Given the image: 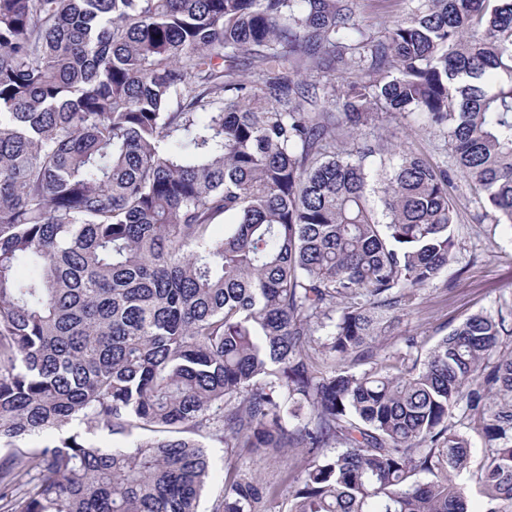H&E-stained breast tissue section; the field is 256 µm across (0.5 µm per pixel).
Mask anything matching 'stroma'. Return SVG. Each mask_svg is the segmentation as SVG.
Segmentation results:
<instances>
[{
  "instance_id": "stroma-1",
  "label": "stroma",
  "mask_w": 512,
  "mask_h": 512,
  "mask_svg": "<svg viewBox=\"0 0 512 512\" xmlns=\"http://www.w3.org/2000/svg\"><path fill=\"white\" fill-rule=\"evenodd\" d=\"M358 137L374 144L409 146L437 162L447 154L443 138L411 117L363 128ZM453 182L461 208L454 228L458 240L454 259L440 280L425 290L420 304L394 323L387 345H400L402 337L414 335L423 348H430L467 316L493 314L503 302H512V230L481 219L467 183L458 176ZM241 465L257 471L265 482L289 487L300 478L304 462L300 451L291 448L243 458Z\"/></svg>"
}]
</instances>
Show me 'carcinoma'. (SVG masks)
I'll return each mask as SVG.
<instances>
[{"instance_id":"obj_1","label":"carcinoma","mask_w":512,"mask_h":512,"mask_svg":"<svg viewBox=\"0 0 512 512\" xmlns=\"http://www.w3.org/2000/svg\"><path fill=\"white\" fill-rule=\"evenodd\" d=\"M411 115L512 228V0H0V512H198L207 441L300 449L288 512H469L472 434L512 512V304L375 363L456 246L448 165L347 146ZM406 0H361L362 14L366 24L375 31H383L393 20L407 9ZM80 429L86 433L88 437L96 441L100 446L105 448H128L131 442L137 438L146 437L149 435L148 432L143 431H134L132 435L129 436H119V435H108L107 432L102 431L101 429L91 428L90 430L87 428L85 424L80 426Z\"/></svg>"}]
</instances>
